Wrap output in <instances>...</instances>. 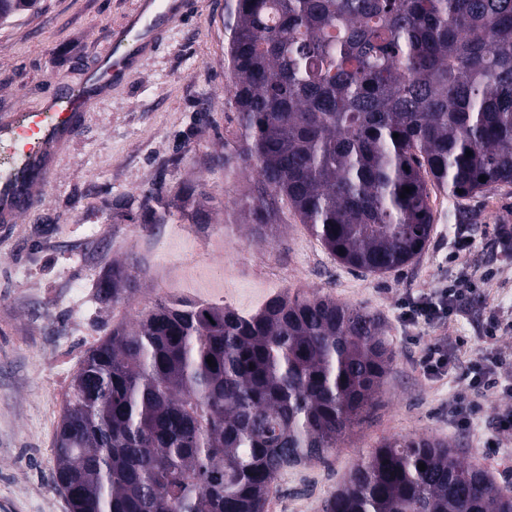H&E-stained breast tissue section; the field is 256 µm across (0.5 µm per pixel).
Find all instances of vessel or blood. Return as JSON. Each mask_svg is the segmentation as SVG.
I'll list each match as a JSON object with an SVG mask.
<instances>
[{
  "label": "vessel or blood",
  "mask_w": 512,
  "mask_h": 512,
  "mask_svg": "<svg viewBox=\"0 0 512 512\" xmlns=\"http://www.w3.org/2000/svg\"><path fill=\"white\" fill-rule=\"evenodd\" d=\"M189 6V0H139L86 68L80 91L60 87L39 107L0 114V226L18 224L40 204L58 154L84 130L89 112L113 85L144 67Z\"/></svg>",
  "instance_id": "1"
}]
</instances>
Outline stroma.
Listing matches in <instances>:
<instances>
[{
  "label": "stroma",
  "instance_id": "stroma-1",
  "mask_svg": "<svg viewBox=\"0 0 512 512\" xmlns=\"http://www.w3.org/2000/svg\"><path fill=\"white\" fill-rule=\"evenodd\" d=\"M134 0H40L37 10L0 26V113L39 106L56 83L78 88L84 67ZM226 0H194L142 72L88 115L81 135L60 154L39 207L13 233L0 234V502L15 512H68L53 479V442L71 380L86 351L113 325L132 323L159 297L201 298L246 309L249 286L330 293L377 312L397 351L373 414L328 463L289 471L268 512H321V504L359 459L380 442L425 435L464 448L469 460L504 479L512 471V433L486 445L501 402L488 397L475 428L448 410L455 385L426 375L421 358L442 336L460 366L482 346L490 311L512 313V252L501 225L512 226V186L466 198L432 192V236L411 264L383 274L340 265L291 211L273 236L252 241L234 200L254 175L216 165L239 140L224 46ZM206 185L219 205L209 223L138 220L144 194L162 187L173 199ZM469 240L466 266L451 263ZM142 268L138 289L120 305L102 300L113 261ZM493 272L483 302L444 324L410 325L400 313L409 295L463 273Z\"/></svg>",
  "mask_w": 512,
  "mask_h": 512
}]
</instances>
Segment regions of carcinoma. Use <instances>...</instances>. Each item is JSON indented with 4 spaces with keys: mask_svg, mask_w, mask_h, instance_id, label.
<instances>
[{
    "mask_svg": "<svg viewBox=\"0 0 512 512\" xmlns=\"http://www.w3.org/2000/svg\"><path fill=\"white\" fill-rule=\"evenodd\" d=\"M38 5L0 0V23ZM224 28L240 130L224 165L256 174L239 201L252 237L285 201L340 264L384 273L427 245L429 187L512 184V0H227ZM212 202L193 186L178 212L201 224ZM140 210L170 213L157 191ZM140 274L114 264L100 292L118 305ZM395 361L380 316L327 294L158 298L74 373L57 485L69 512H268L281 475L328 461L367 417ZM322 512H512V486L409 436L361 458Z\"/></svg>",
    "mask_w": 512,
    "mask_h": 512,
    "instance_id": "carcinoma-1",
    "label": "carcinoma"
}]
</instances>
